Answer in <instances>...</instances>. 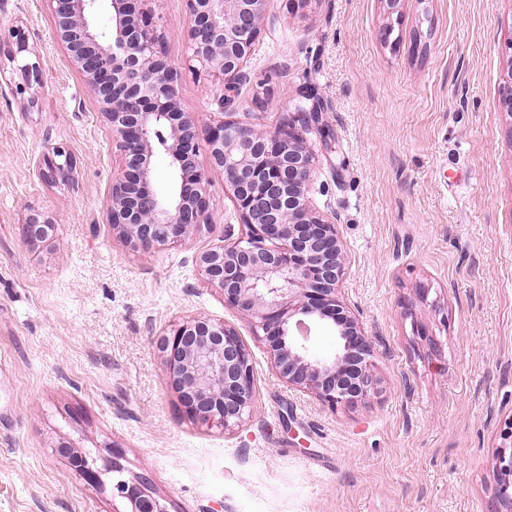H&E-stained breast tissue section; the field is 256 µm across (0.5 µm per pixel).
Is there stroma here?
Returning <instances> with one entry per match:
<instances>
[{
  "label": "stroma",
  "instance_id": "35a3bbf8",
  "mask_svg": "<svg viewBox=\"0 0 512 512\" xmlns=\"http://www.w3.org/2000/svg\"><path fill=\"white\" fill-rule=\"evenodd\" d=\"M200 134L227 95L272 131L306 88L323 111L312 206L345 246L342 297L374 342L368 397L330 408L277 374L250 319L205 285L196 252L240 219L210 174V230L130 251L106 220L120 152L95 95L52 39L49 0H0V512H123L108 470L146 474L167 512H491L512 426V0H271L249 77L191 67L184 0H149ZM23 29L47 65L24 111L10 83ZM70 150L46 184L47 144ZM53 239L26 241V209ZM233 326L256 401L221 432L183 412L156 348L171 324ZM91 451L96 477L60 445ZM74 159L71 152L64 146L55 144L49 146L39 161L36 172L43 182H53L63 177L73 168Z\"/></svg>",
  "mask_w": 512,
  "mask_h": 512
}]
</instances>
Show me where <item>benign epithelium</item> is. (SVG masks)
I'll list each match as a JSON object with an SVG mask.
<instances>
[{
	"label": "benign epithelium",
	"instance_id": "7a95c632",
	"mask_svg": "<svg viewBox=\"0 0 512 512\" xmlns=\"http://www.w3.org/2000/svg\"><path fill=\"white\" fill-rule=\"evenodd\" d=\"M60 43L94 92L99 112L122 155L112 180L108 223L137 253L176 248L208 229L211 182L224 176L243 226L240 236L194 254L203 282L220 291L224 304L250 317L263 332L279 376L289 386L336 408L364 399L372 388L373 342L340 294L344 244L334 221L309 202L314 150L296 123L319 120L314 101L278 131L265 132L221 113L208 130V168L199 164L195 118L178 97L179 73L162 57L153 16L132 0H109V26L98 18L103 0H49ZM191 19V61L221 88L247 78L246 67L264 29L271 0H184ZM46 59L37 52L17 65L13 93L36 105ZM173 168L172 189L155 185L156 139ZM65 147H48L36 172L53 182L73 168ZM57 224L35 208L23 223L29 242L54 237ZM326 325L336 336L331 358L312 355V327ZM157 349L178 401L194 423L231 430L253 413L256 384L251 354L238 331L221 320L197 316L177 322L159 337ZM80 472L95 476L94 459L63 445ZM112 496L128 512H167L143 476L128 479L112 454Z\"/></svg>",
	"mask_w": 512,
	"mask_h": 512
}]
</instances>
